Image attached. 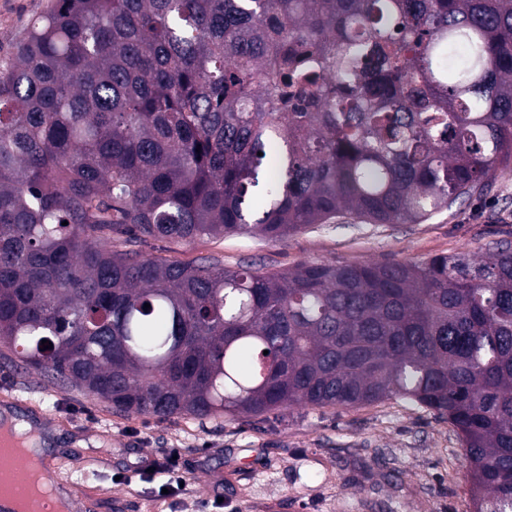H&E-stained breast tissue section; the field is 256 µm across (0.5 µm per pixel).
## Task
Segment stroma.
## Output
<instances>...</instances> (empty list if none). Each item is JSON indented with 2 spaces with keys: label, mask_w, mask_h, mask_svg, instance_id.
Here are the masks:
<instances>
[{
  "label": "stroma",
  "mask_w": 512,
  "mask_h": 512,
  "mask_svg": "<svg viewBox=\"0 0 512 512\" xmlns=\"http://www.w3.org/2000/svg\"><path fill=\"white\" fill-rule=\"evenodd\" d=\"M52 0H0V59ZM512 241V171L491 191L418 224L339 218L280 241L231 234L193 242L147 240L148 258L227 269L284 272L304 263L420 262L460 252L487 260ZM38 407L74 481L98 497L97 512H470V468L447 423L393 401L346 409L295 408L263 423L113 411L93 395L48 383L0 343V392ZM189 464L182 495L152 493L162 477L121 484L135 464L170 449Z\"/></svg>",
  "instance_id": "obj_1"
}]
</instances>
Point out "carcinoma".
Segmentation results:
<instances>
[{
    "instance_id": "1",
    "label": "carcinoma",
    "mask_w": 512,
    "mask_h": 512,
    "mask_svg": "<svg viewBox=\"0 0 512 512\" xmlns=\"http://www.w3.org/2000/svg\"><path fill=\"white\" fill-rule=\"evenodd\" d=\"M507 169L512 0H55L0 61V342L161 421L417 406L472 512H512L511 243L286 272L132 248L417 224Z\"/></svg>"
}]
</instances>
